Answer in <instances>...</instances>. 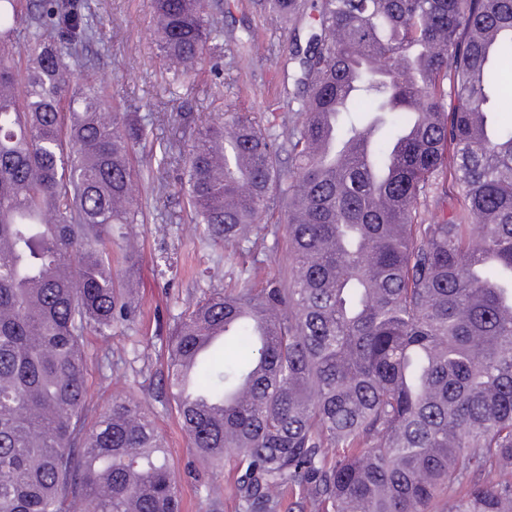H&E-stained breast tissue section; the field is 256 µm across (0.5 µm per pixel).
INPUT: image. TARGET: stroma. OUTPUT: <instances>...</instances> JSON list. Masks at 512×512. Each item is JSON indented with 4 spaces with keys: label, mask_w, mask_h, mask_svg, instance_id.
I'll use <instances>...</instances> for the list:
<instances>
[{
    "label": "stroma",
    "mask_w": 512,
    "mask_h": 512,
    "mask_svg": "<svg viewBox=\"0 0 512 512\" xmlns=\"http://www.w3.org/2000/svg\"><path fill=\"white\" fill-rule=\"evenodd\" d=\"M86 2L103 38L91 50L90 82L108 91L118 111L137 113L150 128L147 140L130 153L134 170L130 195L142 213L138 223L124 228L126 239L141 255L136 272L137 311L133 320L115 324L111 335L86 339L85 424L94 426L114 398L133 395L166 440L183 512H238L232 461H225L220 473L201 466L173 402L162 395L161 387L169 330L186 300L236 282L241 263L229 259L228 248L200 242L185 210L177 168H158L151 154L172 138V115L188 109L205 119H229L235 108L262 117L287 116L288 86L276 56L287 51L290 34L275 16L257 12L253 0H224L219 61L204 59L172 85L157 53L149 0ZM268 228L253 248V257L261 266L252 281L257 288L269 280L288 283L291 273V246L284 225L272 220ZM163 249L177 261L175 278H162L153 271V261ZM214 486L221 489V504L216 509L208 497Z\"/></svg>",
    "instance_id": "35a3bbf8"
}]
</instances>
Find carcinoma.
<instances>
[{
  "mask_svg": "<svg viewBox=\"0 0 512 512\" xmlns=\"http://www.w3.org/2000/svg\"><path fill=\"white\" fill-rule=\"evenodd\" d=\"M254 5L288 20L299 117L180 113L177 163L201 240L243 256L278 212L293 267L286 288L243 278L186 303L163 391L190 447L234 461L239 512H278L286 488L312 512H512V126L489 117L512 95V0ZM150 9L176 81L224 37L222 0ZM95 37L83 0H0V512H180L134 398L83 417L86 336L128 314L112 244L138 221L129 156L147 139L85 82ZM213 328L235 359L196 356ZM189 363L209 399L251 378L248 399L183 403Z\"/></svg>",
  "mask_w": 512,
  "mask_h": 512,
  "instance_id": "1",
  "label": "carcinoma"
}]
</instances>
